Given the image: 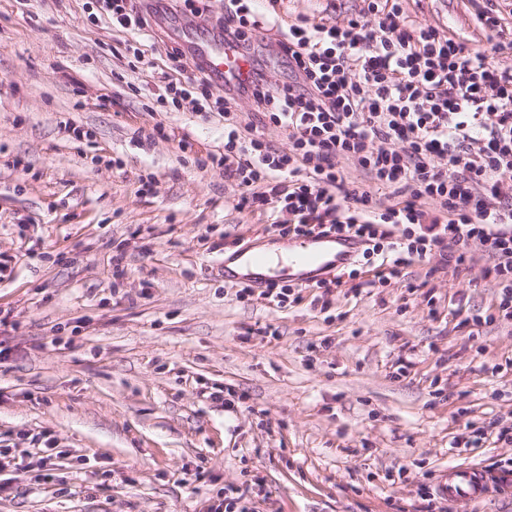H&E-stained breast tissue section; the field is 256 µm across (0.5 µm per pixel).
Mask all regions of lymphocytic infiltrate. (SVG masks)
Returning a JSON list of instances; mask_svg holds the SVG:
<instances>
[{"label": "lymphocytic infiltrate", "instance_id": "1", "mask_svg": "<svg viewBox=\"0 0 512 512\" xmlns=\"http://www.w3.org/2000/svg\"><path fill=\"white\" fill-rule=\"evenodd\" d=\"M98 11L131 36L126 50L142 59L139 39L153 13L134 0H96ZM478 23L490 50L449 30L409 18L404 0H365L363 10L330 24L289 23L277 42L289 80L252 64L249 80L214 96L203 69L187 72L162 96L172 106L224 119V149L207 162L235 182L236 209L278 213L279 236L347 234L363 257L379 256V282L402 277L413 260L439 251L457 267L486 259L502 319H512V0H485ZM265 20L254 0H224L225 43L250 59ZM252 102L243 117L240 99ZM279 128L287 149L268 142ZM359 168L363 181L352 180ZM388 190L390 203L377 197Z\"/></svg>", "mask_w": 512, "mask_h": 512}]
</instances>
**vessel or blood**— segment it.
I'll return each instance as SVG.
<instances>
[{
    "instance_id": "b4317fda",
    "label": "vessel or blood",
    "mask_w": 512,
    "mask_h": 512,
    "mask_svg": "<svg viewBox=\"0 0 512 512\" xmlns=\"http://www.w3.org/2000/svg\"><path fill=\"white\" fill-rule=\"evenodd\" d=\"M189 53L196 63L203 65L217 83H235L246 79L250 65L235 48L227 45L217 33L197 37L189 44ZM359 239L348 236H311L295 239L288 253V268L297 284L307 285L317 280L324 271L347 264L360 251ZM260 257L248 259V272L225 268L224 277L234 283H272V276L259 274ZM490 474L471 469L449 471L442 492L448 499L465 504L489 493Z\"/></svg>"
}]
</instances>
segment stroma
Returning a JSON list of instances; mask_svg holds the SVG:
<instances>
[{
  "label": "stroma",
  "instance_id": "35a3bbf8",
  "mask_svg": "<svg viewBox=\"0 0 512 512\" xmlns=\"http://www.w3.org/2000/svg\"><path fill=\"white\" fill-rule=\"evenodd\" d=\"M85 0H0V512H512V321L482 265L439 254L329 300L241 299L227 258L277 243L239 211L224 121L157 103L168 50L216 26L162 0L144 64ZM288 24L361 0H257ZM414 19L489 47L471 0H408ZM162 125L164 136L144 138ZM84 131L75 138L73 128ZM502 364L500 374L488 369ZM222 391V399L211 394ZM478 447H453L466 423ZM52 446L50 462L41 449ZM504 485L461 507L451 467ZM434 492L433 502L421 490Z\"/></svg>",
  "mask_w": 512,
  "mask_h": 512
}]
</instances>
